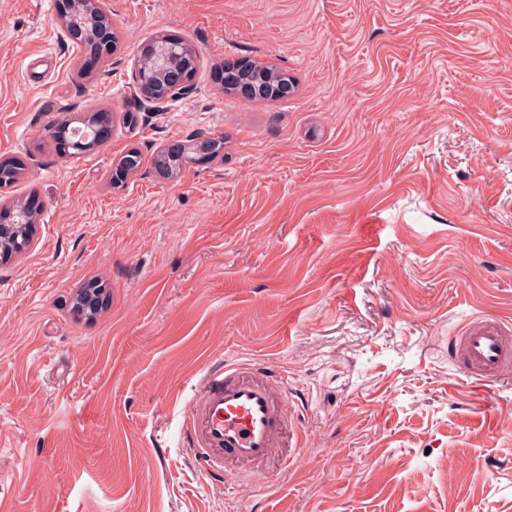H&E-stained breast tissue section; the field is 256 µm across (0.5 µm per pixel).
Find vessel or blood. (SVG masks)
Masks as SVG:
<instances>
[{
    "label": "vessel or blood",
    "instance_id": "1",
    "mask_svg": "<svg viewBox=\"0 0 512 512\" xmlns=\"http://www.w3.org/2000/svg\"><path fill=\"white\" fill-rule=\"evenodd\" d=\"M465 376L481 386L512 377V333L491 317L467 322L452 338ZM287 376L253 361H228L200 381L185 418L190 450L207 474L263 477L287 470L290 427Z\"/></svg>",
    "mask_w": 512,
    "mask_h": 512
}]
</instances>
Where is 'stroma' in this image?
<instances>
[{
  "mask_svg": "<svg viewBox=\"0 0 512 512\" xmlns=\"http://www.w3.org/2000/svg\"><path fill=\"white\" fill-rule=\"evenodd\" d=\"M102 5L119 43L91 79L66 0H0V159L24 167L0 193L40 208L0 262V512H512V379L476 386L448 346L481 316L512 330V0ZM160 33L195 47L193 86L131 126ZM242 58L291 91L225 90ZM101 109L109 139L59 157L51 125ZM227 360L285 372L309 435L229 494L183 427ZM208 146V139H201L199 137L183 141H178L169 145H166L159 151V157L156 161V170L163 178H172L177 175V168H173L169 160H179L185 156L189 151H200L204 152ZM160 158L163 162H160Z\"/></svg>",
  "mask_w": 512,
  "mask_h": 512,
  "instance_id": "1",
  "label": "stroma"
}]
</instances>
